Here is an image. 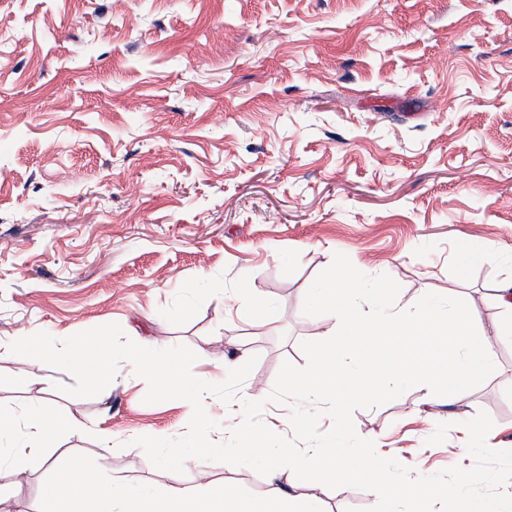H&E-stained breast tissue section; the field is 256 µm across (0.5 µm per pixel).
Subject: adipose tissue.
<instances>
[{
    "label": "adipose tissue",
    "instance_id": "ef3b65f1",
    "mask_svg": "<svg viewBox=\"0 0 512 512\" xmlns=\"http://www.w3.org/2000/svg\"><path fill=\"white\" fill-rule=\"evenodd\" d=\"M363 291L362 285L340 288L330 279L309 290L305 302L326 311L330 320L326 334L332 342L303 376L287 371L281 379L285 388L297 391L336 421H343L345 416L349 396L344 383L350 377L337 343L391 350L396 359L395 380L424 388L443 382L465 388L474 366L491 364L492 354L485 340L503 335L498 324L486 325L460 311H446L433 300L412 309L398 306L391 301L392 289L387 285L375 286L364 306H354L351 294ZM20 427L25 437L7 455L8 461L17 466L40 455L42 442L50 433L93 432L101 448L112 445L110 432L94 429L91 422L73 414L59 417L40 406L18 413L0 412V434ZM244 459L260 463L274 479L280 476L285 461L280 452L257 444L256 430L250 425L241 427L235 447L226 449L224 455L230 469ZM53 489L64 495L65 512H322L317 500L304 499L294 488L279 485L274 486L271 495L259 499L245 497L225 485L211 487L204 482L170 488L158 498L131 493L121 480L89 469L78 458L57 472Z\"/></svg>",
    "mask_w": 512,
    "mask_h": 512
}]
</instances>
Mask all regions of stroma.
<instances>
[{
	"instance_id": "obj_1",
	"label": "stroma",
	"mask_w": 512,
	"mask_h": 512,
	"mask_svg": "<svg viewBox=\"0 0 512 512\" xmlns=\"http://www.w3.org/2000/svg\"><path fill=\"white\" fill-rule=\"evenodd\" d=\"M469 247L496 262L461 266ZM512 267V0H0V342L119 324L150 348L183 344L193 374L228 357L272 392L283 362L321 340L308 290L375 279L501 320ZM247 283L224 311L225 293ZM271 299L263 322L254 298ZM462 397L413 388L354 414L358 435L421 475L474 464L465 421L486 411L512 449V339ZM36 377L18 388L19 367ZM74 377L0 360V409L38 405L112 435L48 436L134 488L241 493L272 484L253 461L154 468L130 436H183L192 406L144 403L117 370L109 398ZM38 459L0 466V512H63ZM324 512H368L374 492L299 482Z\"/></svg>"
}]
</instances>
